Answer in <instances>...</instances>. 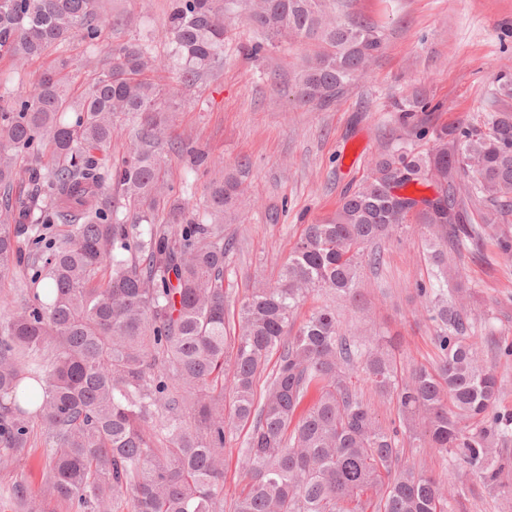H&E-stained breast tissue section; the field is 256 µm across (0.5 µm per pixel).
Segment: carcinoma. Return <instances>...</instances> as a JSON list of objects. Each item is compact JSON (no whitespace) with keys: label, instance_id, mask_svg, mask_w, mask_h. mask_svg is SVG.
<instances>
[{"label":"carcinoma","instance_id":"cac0c4a2","mask_svg":"<svg viewBox=\"0 0 512 512\" xmlns=\"http://www.w3.org/2000/svg\"><path fill=\"white\" fill-rule=\"evenodd\" d=\"M240 24L263 36L252 55L266 42H311L297 95L318 107L383 48L372 27L326 13L323 0H172L165 65L198 83L224 63ZM97 32L94 0H0V57L26 61ZM155 65L144 42L116 46L71 121L64 59L30 98L0 105V277L22 269L0 292V473L39 439L50 449L43 500L77 512H112L124 497L133 512H448L442 482L402 462L404 437L452 454L512 501V414L496 411L503 380L480 357L471 287L448 263L480 250L500 220L495 204L512 200V111L444 126L424 152L369 159L336 213L306 225L278 281L238 302L230 339L224 264L236 241L224 221L246 220L242 182L227 172L209 186L207 222L164 191L171 112L146 78ZM121 122L131 144L108 166ZM415 184L437 187V199L402 193ZM113 187L133 216L120 215ZM160 199L169 224L154 222ZM474 201L491 204L478 223ZM413 224L435 272L417 288L439 327L434 368L399 375L393 341L340 335L328 306L296 323L314 292L358 301L361 271L380 259L371 246ZM360 371L396 398L399 425L382 426L363 401ZM242 426L248 480L226 506L224 449ZM4 490L24 512H45L24 481Z\"/></svg>","mask_w":512,"mask_h":512}]
</instances>
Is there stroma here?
<instances>
[{"instance_id": "stroma-1", "label": "stroma", "mask_w": 512, "mask_h": 512, "mask_svg": "<svg viewBox=\"0 0 512 512\" xmlns=\"http://www.w3.org/2000/svg\"><path fill=\"white\" fill-rule=\"evenodd\" d=\"M170 4L96 0L94 41L75 40L23 63L0 58V99L29 98L42 71L60 57L68 61L73 102L93 82L97 60L116 45L150 42L162 61ZM333 8L340 19L361 18L375 27L383 50L371 71L329 107L305 106L295 97L310 45L282 42L254 57L245 48L256 36L245 26L225 41L218 77L180 87L162 65L149 74L159 88L178 89L170 143L163 148L164 179L176 195L205 210L209 184L225 169L246 166L241 207L248 219L224 227L225 236L238 242L224 268L232 298H242L257 282L276 280L305 226L336 211L344 192L367 176L372 155L402 146L425 150L436 129L480 120L498 107L492 92L502 62L512 58V0H334ZM416 100L431 104L418 130L396 118L397 103ZM185 143L206 153L207 164L195 165L181 153ZM380 251V266L361 275V308L319 294L298 316L331 306L342 333L399 337L401 370L432 365L438 358L436 325L419 313L416 296L417 285L431 278L424 237L414 229ZM461 268L483 312L475 331L480 343L512 341V269L501 263L495 237H487L481 254L464 257ZM401 446L405 464L437 479L463 469L436 449L406 440Z\"/></svg>"}]
</instances>
